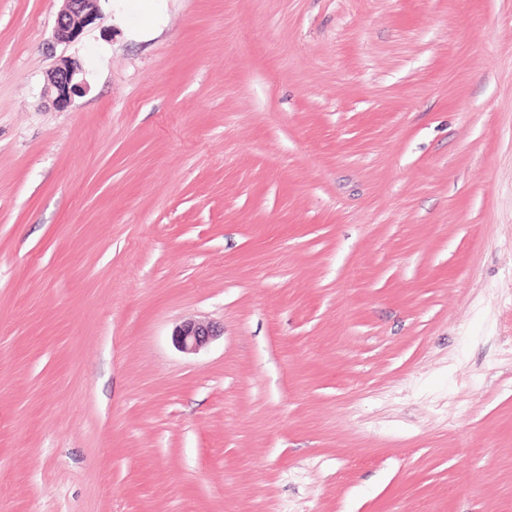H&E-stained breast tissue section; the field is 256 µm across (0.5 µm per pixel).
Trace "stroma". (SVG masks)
<instances>
[{
    "label": "stroma",
    "instance_id": "1",
    "mask_svg": "<svg viewBox=\"0 0 512 512\" xmlns=\"http://www.w3.org/2000/svg\"><path fill=\"white\" fill-rule=\"evenodd\" d=\"M64 5L0 0V512H512V0ZM96 0H65V8L57 15L54 37L59 42H73L99 19ZM82 68L67 57L59 59L48 76L49 91L53 95V104L59 110L66 109L75 95L84 90V82L79 80ZM223 333L224 330L216 325L188 320L176 327L173 341L181 352L198 354L215 336H221Z\"/></svg>",
    "mask_w": 512,
    "mask_h": 512
}]
</instances>
